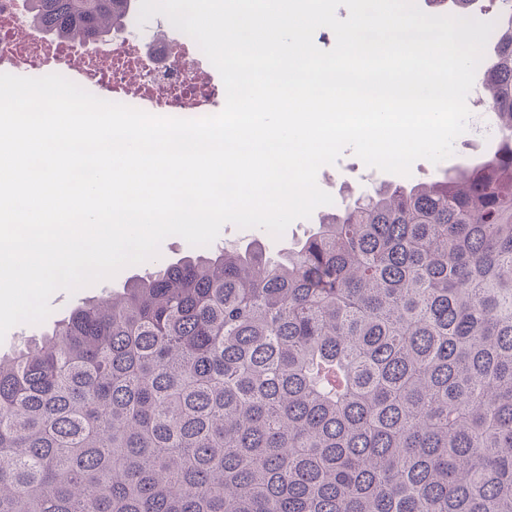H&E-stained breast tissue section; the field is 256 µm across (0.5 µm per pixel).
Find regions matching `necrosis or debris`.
<instances>
[{
	"instance_id": "necrosis-or-debris-1",
	"label": "necrosis or debris",
	"mask_w": 512,
	"mask_h": 512,
	"mask_svg": "<svg viewBox=\"0 0 512 512\" xmlns=\"http://www.w3.org/2000/svg\"><path fill=\"white\" fill-rule=\"evenodd\" d=\"M150 41L160 50L174 42L181 47L156 79L143 71L138 36H115L105 49L90 53L34 31L24 0H0L1 68L57 73L101 99L146 112L213 111L223 89L212 80L208 60L193 39L159 25Z\"/></svg>"
}]
</instances>
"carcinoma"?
Here are the masks:
<instances>
[{
	"mask_svg": "<svg viewBox=\"0 0 512 512\" xmlns=\"http://www.w3.org/2000/svg\"><path fill=\"white\" fill-rule=\"evenodd\" d=\"M106 42L137 0H25ZM499 136L430 182L168 263L0 356V512H512V0Z\"/></svg>",
	"mask_w": 512,
	"mask_h": 512,
	"instance_id": "cac0c4a2",
	"label": "carcinoma"
}]
</instances>
